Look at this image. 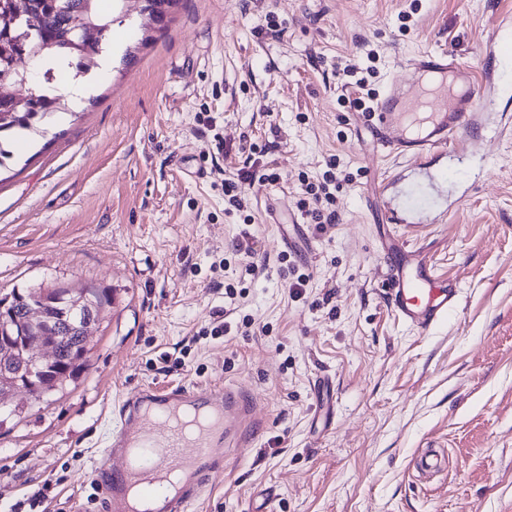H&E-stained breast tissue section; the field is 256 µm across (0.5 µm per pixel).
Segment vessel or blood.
I'll return each mask as SVG.
<instances>
[{
	"mask_svg": "<svg viewBox=\"0 0 512 512\" xmlns=\"http://www.w3.org/2000/svg\"><path fill=\"white\" fill-rule=\"evenodd\" d=\"M512 57V23L491 31L480 77L447 53H426L409 83H394L366 118L383 151L434 166L453 154L469 157L468 144L484 130L483 112L498 89L496 60ZM420 93L409 98V86ZM386 295L405 323L419 331L447 320L459 291L440 277L407 242H385ZM250 410L224 386L141 387L112 410L108 452L92 477L104 495L105 512H134L132 498L153 499L158 512H187L211 478L224 470V451L243 447L233 421Z\"/></svg>",
	"mask_w": 512,
	"mask_h": 512,
	"instance_id": "1",
	"label": "vessel or blood"
}]
</instances>
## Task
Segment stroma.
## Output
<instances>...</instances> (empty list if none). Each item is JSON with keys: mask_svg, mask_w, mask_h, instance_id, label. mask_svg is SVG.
I'll use <instances>...</instances> for the list:
<instances>
[{"mask_svg": "<svg viewBox=\"0 0 512 512\" xmlns=\"http://www.w3.org/2000/svg\"><path fill=\"white\" fill-rule=\"evenodd\" d=\"M101 9L110 66L0 169V296L93 286L112 305L75 383L37 410L15 395L0 512H89L118 397L214 383L251 395L258 422L192 512H512V133L441 179L383 157L336 79L366 62L380 92L440 52L479 70L512 0H176L158 25L137 0ZM269 162L275 182L239 180L244 211L225 202V179ZM331 171L338 223H301L303 181ZM387 172L393 204L432 195L413 223H381ZM391 232L459 287L457 315L423 334L384 297ZM216 320L226 332L204 335ZM428 448L446 471L419 473Z\"/></svg>", "mask_w": 512, "mask_h": 512, "instance_id": "1", "label": "stroma"}]
</instances>
